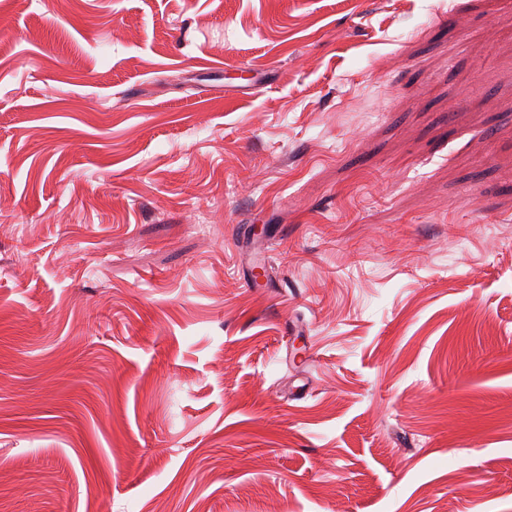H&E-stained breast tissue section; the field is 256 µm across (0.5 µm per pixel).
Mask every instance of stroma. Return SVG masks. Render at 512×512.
<instances>
[{"mask_svg": "<svg viewBox=\"0 0 512 512\" xmlns=\"http://www.w3.org/2000/svg\"><path fill=\"white\" fill-rule=\"evenodd\" d=\"M0 512H512V0H0Z\"/></svg>", "mask_w": 512, "mask_h": 512, "instance_id": "1", "label": "stroma"}]
</instances>
